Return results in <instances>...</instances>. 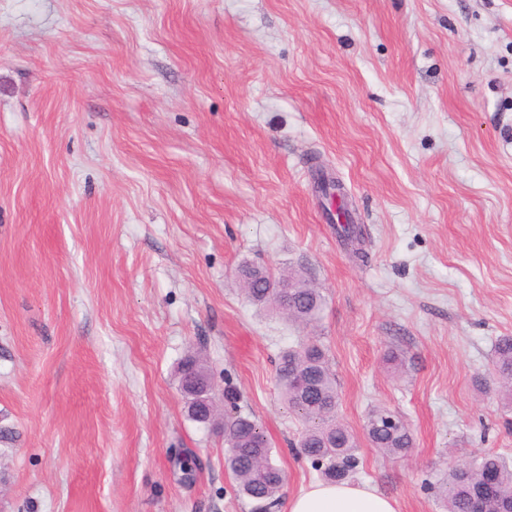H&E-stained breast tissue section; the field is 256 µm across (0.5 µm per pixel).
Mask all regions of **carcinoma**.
Returning a JSON list of instances; mask_svg holds the SVG:
<instances>
[{
    "mask_svg": "<svg viewBox=\"0 0 512 512\" xmlns=\"http://www.w3.org/2000/svg\"><path fill=\"white\" fill-rule=\"evenodd\" d=\"M242 278L253 279V287L243 289L246 299L261 308L279 313L288 322L302 327L316 325L325 306L320 289L303 273L290 269L270 272L243 265ZM292 288V298L283 303L277 288ZM493 371L501 392L512 400V336H502L494 344ZM278 371H297L301 386L278 384L288 408L301 420L297 447L312 460L323 480L348 482L359 467L352 432L336 420L339 404L336 374L321 341L311 337L281 352ZM179 390L186 400L187 417L199 424L213 422L206 398L213 393L208 370L196 355L185 357L179 368ZM230 409L224 411V470L233 478L240 495L249 500L252 512H268L279 505L284 485L283 472L272 454V444L261 426L238 410L237 395L224 391ZM386 408L372 410L367 422L372 446L382 455L405 458L413 448V436L406 422L394 429L377 425ZM443 512H512V463L496 453H485L451 467L435 483Z\"/></svg>",
    "mask_w": 512,
    "mask_h": 512,
    "instance_id": "cac0c4a2",
    "label": "carcinoma"
}]
</instances>
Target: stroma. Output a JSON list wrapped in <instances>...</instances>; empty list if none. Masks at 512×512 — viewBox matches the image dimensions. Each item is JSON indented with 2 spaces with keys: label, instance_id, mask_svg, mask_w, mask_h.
<instances>
[{
  "label": "stroma",
  "instance_id": "35a3bbf8",
  "mask_svg": "<svg viewBox=\"0 0 512 512\" xmlns=\"http://www.w3.org/2000/svg\"><path fill=\"white\" fill-rule=\"evenodd\" d=\"M246 262L325 297L356 483L442 512L449 463L512 457L491 374L512 335V0H0V512H251L222 431L186 415L192 352L263 426L284 497L318 481L276 377L307 331L245 298ZM376 407L408 421L405 459L372 447Z\"/></svg>",
  "mask_w": 512,
  "mask_h": 512
}]
</instances>
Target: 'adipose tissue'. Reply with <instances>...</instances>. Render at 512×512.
Here are the masks:
<instances>
[{"mask_svg":"<svg viewBox=\"0 0 512 512\" xmlns=\"http://www.w3.org/2000/svg\"><path fill=\"white\" fill-rule=\"evenodd\" d=\"M287 512H398V509L394 500L367 486L321 481L291 496Z\"/></svg>","mask_w":512,"mask_h":512,"instance_id":"obj_1","label":"adipose tissue"}]
</instances>
